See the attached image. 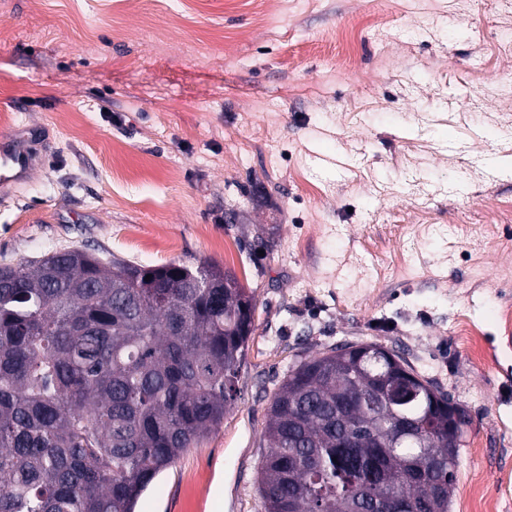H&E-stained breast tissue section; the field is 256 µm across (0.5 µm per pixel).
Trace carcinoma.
<instances>
[{"label":"carcinoma","mask_w":512,"mask_h":512,"mask_svg":"<svg viewBox=\"0 0 512 512\" xmlns=\"http://www.w3.org/2000/svg\"><path fill=\"white\" fill-rule=\"evenodd\" d=\"M150 280H145L146 275ZM253 296L211 263L144 266L87 248L0 265V512H135L141 494L235 405ZM365 342L292 366L274 392L264 512H448L449 394L386 350L389 382L419 379L418 447H391V407L339 414L367 390Z\"/></svg>","instance_id":"1"}]
</instances>
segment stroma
Here are the masks:
<instances>
[{
    "instance_id": "obj_1",
    "label": "stroma",
    "mask_w": 512,
    "mask_h": 512,
    "mask_svg": "<svg viewBox=\"0 0 512 512\" xmlns=\"http://www.w3.org/2000/svg\"><path fill=\"white\" fill-rule=\"evenodd\" d=\"M512 10L497 0H0V264L86 245L255 292L234 408L136 512H264L288 366L375 341L465 406L450 512H512ZM27 128L0 135V183L26 180L35 165L37 153L32 148Z\"/></svg>"
}]
</instances>
